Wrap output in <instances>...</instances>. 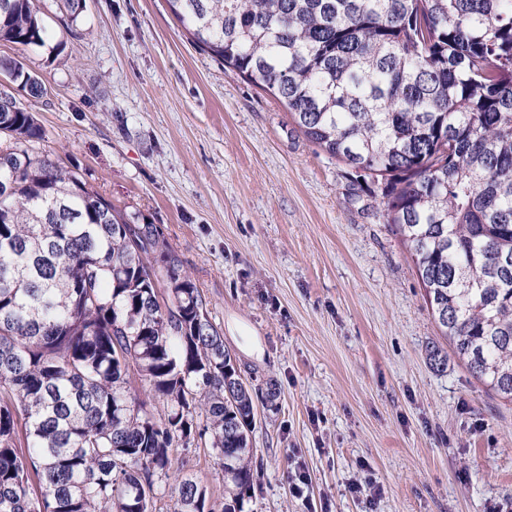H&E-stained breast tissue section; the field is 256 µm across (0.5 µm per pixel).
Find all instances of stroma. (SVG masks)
Here are the masks:
<instances>
[{
  "mask_svg": "<svg viewBox=\"0 0 512 512\" xmlns=\"http://www.w3.org/2000/svg\"><path fill=\"white\" fill-rule=\"evenodd\" d=\"M52 46L0 43L47 87L19 94L41 149L161 225L253 387L244 512H512V404L447 347L394 225L280 101L199 51L165 0H85ZM217 512L212 448L175 449ZM309 484L290 491L296 466ZM360 491H352V484Z\"/></svg>",
  "mask_w": 512,
  "mask_h": 512,
  "instance_id": "obj_1",
  "label": "stroma"
}]
</instances>
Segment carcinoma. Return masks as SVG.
Returning a JSON list of instances; mask_svg holds the SVG:
<instances>
[{
  "mask_svg": "<svg viewBox=\"0 0 512 512\" xmlns=\"http://www.w3.org/2000/svg\"><path fill=\"white\" fill-rule=\"evenodd\" d=\"M166 3L375 186L453 354L512 403V0ZM49 38L37 0H0V42ZM0 75L46 94L18 59ZM44 137L0 95V512H153L171 473L177 512H215L174 468L172 449L201 442L231 486L224 512H243L254 391L226 397L224 336L164 232L34 150Z\"/></svg>",
  "mask_w": 512,
  "mask_h": 512,
  "instance_id": "carcinoma-1",
  "label": "carcinoma"
}]
</instances>
